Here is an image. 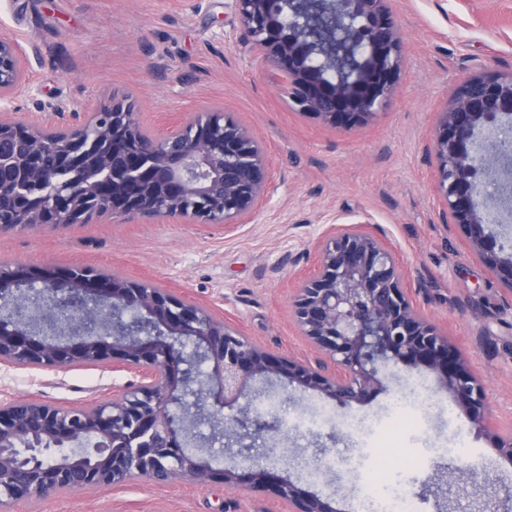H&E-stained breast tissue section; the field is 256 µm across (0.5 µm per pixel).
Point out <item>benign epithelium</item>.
Returning <instances> with one entry per match:
<instances>
[{
    "instance_id": "benign-epithelium-1",
    "label": "benign epithelium",
    "mask_w": 512,
    "mask_h": 512,
    "mask_svg": "<svg viewBox=\"0 0 512 512\" xmlns=\"http://www.w3.org/2000/svg\"><path fill=\"white\" fill-rule=\"evenodd\" d=\"M254 47L286 81L301 112L351 129L392 93L400 36L387 0H235ZM28 49L0 38V101L29 86ZM0 232L79 224L101 215L247 224L268 193L262 143L222 112H194L146 139L132 107L92 100L57 107L39 121L0 119ZM55 156L66 183L44 167ZM435 190L443 221L467 251L512 291V244L486 232L512 222V72L465 78L439 119ZM317 265L290 297L294 322L320 355L316 366L264 350L209 308L149 281L88 268H0V363L64 372L119 361L140 381L91 407L31 398L0 403V506L62 490L114 486L136 475L156 484L269 488L289 512H334L328 500L251 461L215 469L194 442L197 422H224L249 382L275 374L342 406L367 402L375 364L398 360L434 372L448 396L512 464V434L489 426L485 391L467 361L409 299L392 248L340 222L316 244ZM207 370H200L201 366ZM195 396L191 404L184 402Z\"/></svg>"
}]
</instances>
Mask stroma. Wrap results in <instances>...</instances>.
I'll return each mask as SVG.
<instances>
[{
  "mask_svg": "<svg viewBox=\"0 0 512 512\" xmlns=\"http://www.w3.org/2000/svg\"><path fill=\"white\" fill-rule=\"evenodd\" d=\"M402 67L386 106L349 130L298 111L277 89L239 21L235 0H0V38L35 45L30 89L8 103L26 122L39 110L87 95L132 105L161 136L203 109L232 115L268 153L271 189L248 224H191L108 215L87 224L0 232V267L93 268L208 307L259 347L301 361L314 349L288 305L298 277L316 265L315 242L337 217L369 223L395 252L414 306L448 337L481 379L493 428L512 434V292L468 253L445 223L435 192L434 133L467 76L512 71V0H388ZM372 400L341 406L316 391L258 379L252 418L278 431L237 428L211 448L230 467L257 464L327 498L336 512L368 507L382 450L415 512H512V465L425 368L378 364ZM119 364L64 372L0 363V402L26 397L66 407L110 400L136 382ZM426 391L418 427L394 408L414 382ZM325 445L329 470L307 463ZM459 482L445 483L448 468ZM480 497L463 495L472 474ZM9 512H288L262 489L194 487L134 477L117 487L63 490Z\"/></svg>",
  "mask_w": 512,
  "mask_h": 512,
  "instance_id": "stroma-1",
  "label": "stroma"
}]
</instances>
